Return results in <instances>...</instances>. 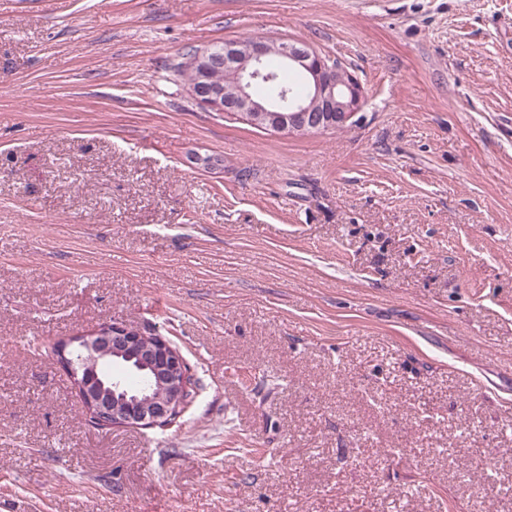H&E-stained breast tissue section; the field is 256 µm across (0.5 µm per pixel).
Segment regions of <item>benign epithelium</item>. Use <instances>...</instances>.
Listing matches in <instances>:
<instances>
[{
	"label": "benign epithelium",
	"instance_id": "obj_1",
	"mask_svg": "<svg viewBox=\"0 0 512 512\" xmlns=\"http://www.w3.org/2000/svg\"><path fill=\"white\" fill-rule=\"evenodd\" d=\"M272 59L301 76L304 94L281 92L276 100L257 93L274 80ZM194 67L198 75L188 91L198 107L235 116L274 134L329 130L327 112L336 114V126L347 127L367 98L355 74L296 39H229L197 51ZM77 349L89 353L90 360L76 363ZM54 359L70 377L88 416L104 428L169 427L175 412L187 407L193 388L194 378L179 349L162 336L122 323L61 340Z\"/></svg>",
	"mask_w": 512,
	"mask_h": 512
}]
</instances>
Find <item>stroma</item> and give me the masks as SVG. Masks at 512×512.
<instances>
[{
    "label": "stroma",
    "instance_id": "stroma-1",
    "mask_svg": "<svg viewBox=\"0 0 512 512\" xmlns=\"http://www.w3.org/2000/svg\"><path fill=\"white\" fill-rule=\"evenodd\" d=\"M304 40L354 125L191 99L190 48ZM200 380L92 427L59 339ZM0 512H512V0H0ZM77 349L90 357L80 359L79 366L73 358ZM54 351L84 410L103 428H165L174 424L176 411L187 407L193 374L180 350L162 336L109 323L61 340ZM122 362L146 374L147 382L133 389L125 376L101 370L102 364Z\"/></svg>",
    "mask_w": 512,
    "mask_h": 512
}]
</instances>
